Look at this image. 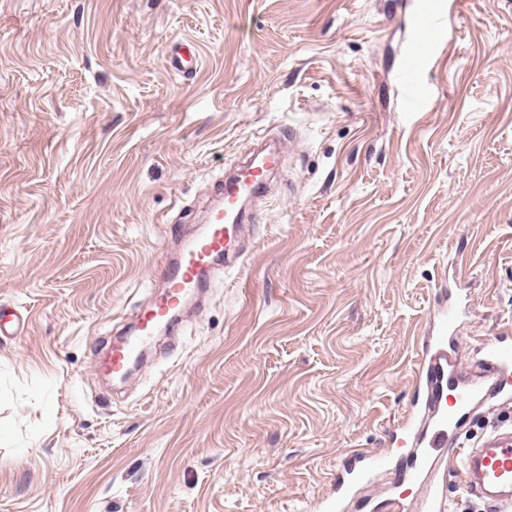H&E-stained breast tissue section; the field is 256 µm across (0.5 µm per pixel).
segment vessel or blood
I'll use <instances>...</instances> for the list:
<instances>
[{
	"instance_id": "vessel-or-blood-1",
	"label": "vessel or blood",
	"mask_w": 512,
	"mask_h": 512,
	"mask_svg": "<svg viewBox=\"0 0 512 512\" xmlns=\"http://www.w3.org/2000/svg\"><path fill=\"white\" fill-rule=\"evenodd\" d=\"M453 11L448 0H415L411 34L398 75L407 112L426 111L433 101L434 89L427 74L447 41ZM197 61L198 54L191 43H179L170 50L169 63L176 71H186ZM278 163L277 153L259 154L240 175L225 180L218 192L219 200L199 233L183 243L166 263L164 293L138 316L124 338L113 343L104 364L108 374L125 377L132 361L144 352L155 333L165 326L174 327L175 312L182 300L212 287L219 263L229 259L228 246L245 223L244 202L265 191L266 177ZM456 320L453 310L440 317L434 349L421 367L433 384L431 399L436 408L421 442L432 450L455 456L466 492L487 505L490 512H512V422L492 426L472 444L458 442L453 435L461 411L486 393L484 383L463 379L451 368L447 333ZM486 355L488 364L499 374L512 373V343L506 337L490 338Z\"/></svg>"
}]
</instances>
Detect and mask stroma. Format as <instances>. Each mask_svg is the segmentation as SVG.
<instances>
[{"instance_id": "35a3bbf8", "label": "stroma", "mask_w": 512, "mask_h": 512, "mask_svg": "<svg viewBox=\"0 0 512 512\" xmlns=\"http://www.w3.org/2000/svg\"><path fill=\"white\" fill-rule=\"evenodd\" d=\"M402 109L412 0H0V512H486L444 458L420 480L423 338L458 303L459 356L512 336V0H459ZM191 41L196 73L174 72ZM283 161L245 255L107 392L97 355L145 307L256 137ZM198 57L195 46L190 42H183L171 48L169 63L174 70L185 74L187 68L198 63Z\"/></svg>"}]
</instances>
